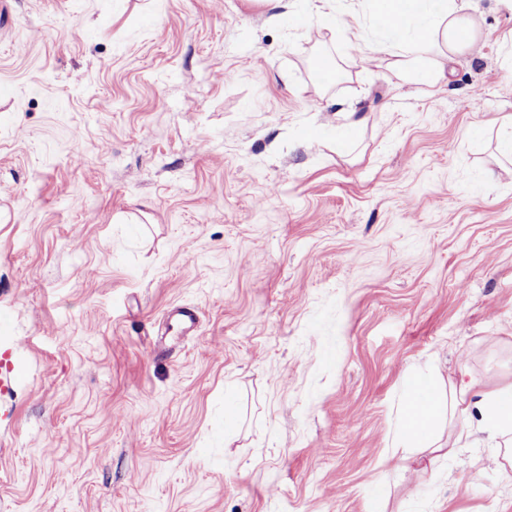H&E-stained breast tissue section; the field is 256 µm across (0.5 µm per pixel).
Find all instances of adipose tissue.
I'll return each mask as SVG.
<instances>
[{
  "label": "adipose tissue",
  "instance_id": "ef3b65f1",
  "mask_svg": "<svg viewBox=\"0 0 512 512\" xmlns=\"http://www.w3.org/2000/svg\"><path fill=\"white\" fill-rule=\"evenodd\" d=\"M471 0H378L393 68L407 81L431 86L445 77L439 54L454 55L462 43H474L463 29ZM479 414L482 429L500 441L512 465V384L472 396L470 386L455 391L412 376L401 408V430L411 448L441 449L449 416Z\"/></svg>",
  "mask_w": 512,
  "mask_h": 512
}]
</instances>
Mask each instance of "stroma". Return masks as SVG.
I'll return each instance as SVG.
<instances>
[{"label":"stroma","instance_id":"obj_1","mask_svg":"<svg viewBox=\"0 0 512 512\" xmlns=\"http://www.w3.org/2000/svg\"><path fill=\"white\" fill-rule=\"evenodd\" d=\"M339 9L0 0V512H512L477 421L396 445L512 382V15L426 87ZM472 400L471 387L448 391L416 376L408 377V393L400 412L402 434L407 440L405 448H434L448 446L442 443L443 430L451 417L472 416L477 411L482 429L498 438V448H504L503 459L512 468V384L482 390Z\"/></svg>","mask_w":512,"mask_h":512}]
</instances>
